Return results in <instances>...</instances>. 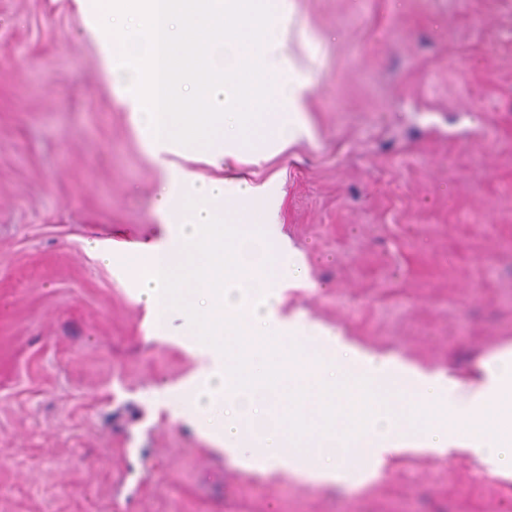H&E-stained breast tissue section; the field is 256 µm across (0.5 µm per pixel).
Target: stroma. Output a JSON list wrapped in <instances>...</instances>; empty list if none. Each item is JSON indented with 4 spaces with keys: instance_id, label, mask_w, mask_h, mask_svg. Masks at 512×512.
<instances>
[{
    "instance_id": "obj_1",
    "label": "stroma",
    "mask_w": 512,
    "mask_h": 512,
    "mask_svg": "<svg viewBox=\"0 0 512 512\" xmlns=\"http://www.w3.org/2000/svg\"><path fill=\"white\" fill-rule=\"evenodd\" d=\"M311 137L235 164L284 193L280 309L469 384L512 349V0H294ZM161 173L76 0H0V512H512L465 448L346 488L241 470L181 421L194 353L90 251L162 242Z\"/></svg>"
}]
</instances>
